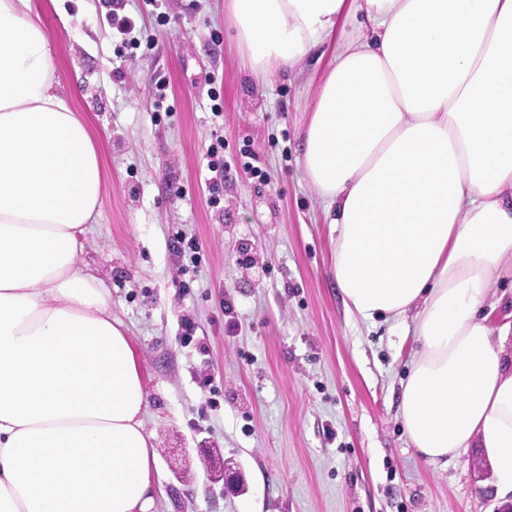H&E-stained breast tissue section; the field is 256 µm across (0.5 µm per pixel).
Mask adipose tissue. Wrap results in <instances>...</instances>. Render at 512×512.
I'll use <instances>...</instances> for the list:
<instances>
[{"mask_svg":"<svg viewBox=\"0 0 512 512\" xmlns=\"http://www.w3.org/2000/svg\"><path fill=\"white\" fill-rule=\"evenodd\" d=\"M363 22L321 77L303 170L332 214L349 312L411 321L409 440L467 448L512 492V328L479 312L512 263V0H225L253 71L294 68ZM36 0H0V512H152L163 490L132 342L76 264L103 156L55 89Z\"/></svg>","mask_w":512,"mask_h":512,"instance_id":"adipose-tissue-1","label":"adipose tissue"}]
</instances>
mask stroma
I'll list each match as a JSON object with an SVG mask.
<instances>
[{
  "instance_id": "stroma-1",
  "label": "stroma",
  "mask_w": 512,
  "mask_h": 512,
  "mask_svg": "<svg viewBox=\"0 0 512 512\" xmlns=\"http://www.w3.org/2000/svg\"><path fill=\"white\" fill-rule=\"evenodd\" d=\"M39 4L55 77L105 156L100 217L76 263L107 288L141 368L165 491L156 512H512L484 449L433 465L413 448L399 405L414 338L350 314L330 276V218L299 145L332 52L260 79L224 0H128L137 48L104 0ZM219 137L232 167L213 207L206 152ZM244 148L260 176L237 166ZM178 232L198 240V263L172 249ZM207 448L238 487L206 471Z\"/></svg>"
}]
</instances>
